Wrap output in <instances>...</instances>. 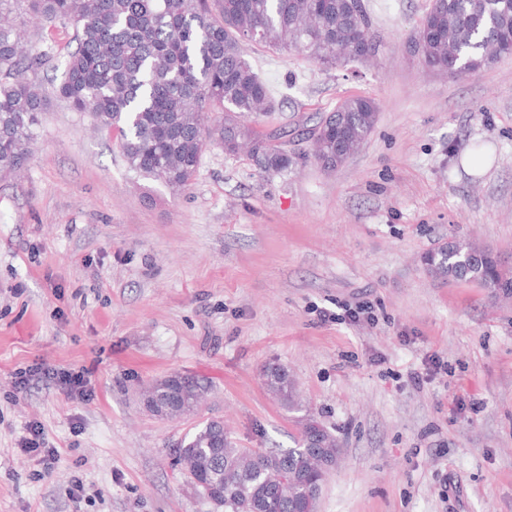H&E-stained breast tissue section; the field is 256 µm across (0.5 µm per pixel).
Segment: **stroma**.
Returning a JSON list of instances; mask_svg holds the SVG:
<instances>
[{"label":"stroma","instance_id":"stroma-1","mask_svg":"<svg viewBox=\"0 0 512 512\" xmlns=\"http://www.w3.org/2000/svg\"><path fill=\"white\" fill-rule=\"evenodd\" d=\"M364 3L363 61L244 47L273 101L259 129L288 134L280 172L212 143L184 190L138 178L38 74L32 154L0 178V512H224L178 445L219 419L240 447H293L272 364L339 441L317 512H512V300L422 264L455 235L512 269V57L429 71L408 45L431 0ZM350 96L376 122L327 170L305 130ZM46 366L83 372L87 398ZM175 373L206 392L195 415L158 417L141 394ZM33 423L61 453L44 477L21 450ZM265 381L270 392L280 400L288 402L289 408L293 409L297 405L296 384L286 370L281 367H268L265 370Z\"/></svg>","mask_w":512,"mask_h":512}]
</instances>
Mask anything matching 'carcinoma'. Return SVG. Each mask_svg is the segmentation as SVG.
Here are the masks:
<instances>
[{
  "label": "carcinoma",
  "mask_w": 512,
  "mask_h": 512,
  "mask_svg": "<svg viewBox=\"0 0 512 512\" xmlns=\"http://www.w3.org/2000/svg\"><path fill=\"white\" fill-rule=\"evenodd\" d=\"M72 30L57 97L116 133L131 171L172 190L191 185L213 137L228 155L246 145L266 172L288 168V151L255 118L272 109L266 84L244 56L243 42L303 54L325 69L376 53L363 0H0V176L27 160L46 111L41 86L29 78L53 66L50 46L21 47V27ZM512 35V0H431L413 40L423 65L470 75L501 58L498 39ZM376 103L348 97L308 130L316 160L342 165L366 142ZM429 273L478 283L512 297V271L487 249L448 242L424 257ZM270 392L295 407L296 384L281 367L265 370ZM317 423L300 420L296 447L239 448L224 425L207 420L178 449L199 494L222 497L224 512H294L321 493L322 455L336 437L322 429L323 453L308 447Z\"/></svg>",
  "instance_id": "obj_1"
}]
</instances>
